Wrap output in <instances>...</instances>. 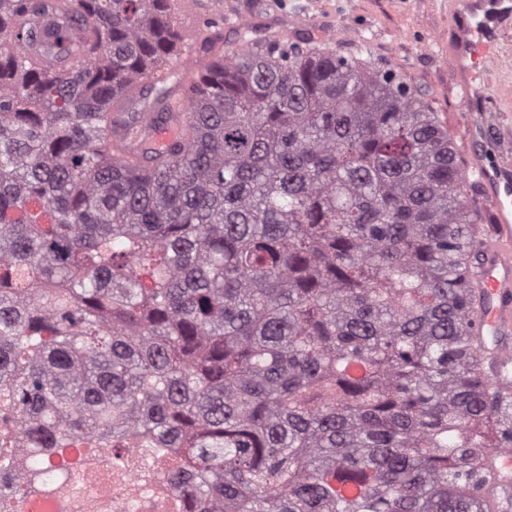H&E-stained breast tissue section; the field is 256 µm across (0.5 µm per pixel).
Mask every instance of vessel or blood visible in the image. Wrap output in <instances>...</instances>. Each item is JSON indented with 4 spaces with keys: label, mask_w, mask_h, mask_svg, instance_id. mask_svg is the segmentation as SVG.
<instances>
[{
    "label": "vessel or blood",
    "mask_w": 512,
    "mask_h": 512,
    "mask_svg": "<svg viewBox=\"0 0 512 512\" xmlns=\"http://www.w3.org/2000/svg\"><path fill=\"white\" fill-rule=\"evenodd\" d=\"M465 14L476 17L477 25L462 24L454 41L457 82L469 111L485 109V83L489 64L495 58L500 24L512 16V0H465ZM187 97L169 104L166 126L151 116L141 121L143 138L171 142L186 135ZM467 175L481 184L492 217L480 225L478 247L482 252L472 275L481 291L482 305L473 324L475 335L486 337L490 346L484 357L488 374L502 391L512 390V171L488 158L485 146L470 153Z\"/></svg>",
    "instance_id": "1"
}]
</instances>
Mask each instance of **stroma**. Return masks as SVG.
<instances>
[{"label": "stroma", "instance_id": "obj_1", "mask_svg": "<svg viewBox=\"0 0 512 512\" xmlns=\"http://www.w3.org/2000/svg\"><path fill=\"white\" fill-rule=\"evenodd\" d=\"M210 0L198 15L219 39L210 49L194 41L177 44L179 59L203 69L212 57L241 48L244 39L306 40L346 57L392 69L416 88L447 124L459 157L472 148L470 127L478 115L466 111L456 83L451 45L462 23L459 0H226L216 18ZM499 62L488 73L496 114L485 144L495 160L512 162V18L499 35Z\"/></svg>", "mask_w": 512, "mask_h": 512}]
</instances>
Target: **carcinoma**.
<instances>
[{"label": "carcinoma", "mask_w": 512, "mask_h": 512, "mask_svg": "<svg viewBox=\"0 0 512 512\" xmlns=\"http://www.w3.org/2000/svg\"><path fill=\"white\" fill-rule=\"evenodd\" d=\"M176 0H0V512H497L512 399L471 334L480 217L399 76L299 43L225 54L190 137ZM189 101L187 96L178 97L169 104L170 115L165 127L154 123L151 115H145L141 120L142 137L150 141H163L170 143L176 136H185L187 126L185 122V108ZM136 461L128 469L112 467V483L105 477L102 482L112 490V506L116 512H168L156 507L167 488L163 477L156 473L144 480Z\"/></svg>", "instance_id": "cac0c4a2"}]
</instances>
